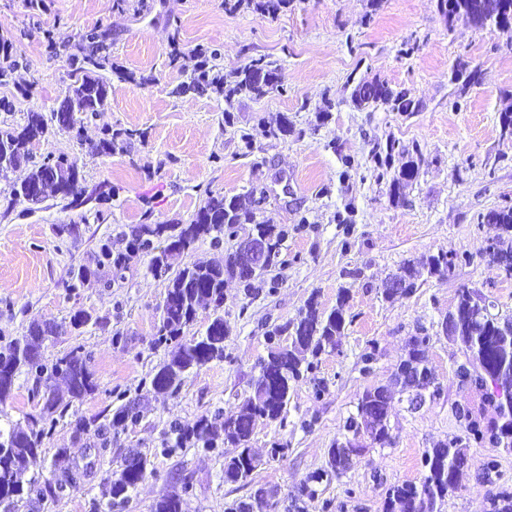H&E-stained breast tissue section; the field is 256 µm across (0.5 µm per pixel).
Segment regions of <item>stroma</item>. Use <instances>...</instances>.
Masks as SVG:
<instances>
[{
	"instance_id": "stroma-1",
	"label": "stroma",
	"mask_w": 512,
	"mask_h": 512,
	"mask_svg": "<svg viewBox=\"0 0 512 512\" xmlns=\"http://www.w3.org/2000/svg\"><path fill=\"white\" fill-rule=\"evenodd\" d=\"M3 41L21 55L0 65L2 130L24 126L32 112L50 115L85 56L102 60L96 75L109 86L106 112L77 132L50 127L30 147L34 162L63 157L77 166L83 204L12 199L27 170L0 171V341L25 335L32 321L51 323L45 361L81 348L98 383L73 401V416L54 424L25 471L70 470L76 481L58 498L20 502L17 512H154L174 491L182 512H230L261 487L275 492L263 512H382L391 487L420 484L425 451L465 435L456 405L480 404L456 376L465 347L441 333V321L465 288L512 312V279L484 255L500 234L486 214L512 207V140L499 125L500 113L512 110V30L446 22L437 0H288L273 14L236 0H0ZM205 51L227 76L253 58L274 61L282 86L229 107L211 90L181 92ZM463 65L478 68V83L455 81ZM374 80L407 89L417 111L357 106L354 86ZM283 119L287 135H273ZM115 130L131 136L112 153L94 152ZM392 139L399 150L378 172L374 154ZM414 152L419 174L395 201L392 179ZM251 191L262 199L254 224L225 230L217 246L198 240L176 264L225 261L258 222L284 231L279 258L251 285L226 280L223 360L186 373L176 395L155 393L152 375L170 352L155 342L167 282L149 275L148 253H128L131 232L190 223L209 195ZM66 224L77 225V235L63 233ZM107 238L113 252L128 255L124 279L64 287L70 269L93 266ZM449 252L461 256L450 272L422 276L410 297L384 300L383 282L405 260ZM342 288L351 322L336 349L294 383L284 423L257 422L250 446L261 462L249 485L225 482L232 448L178 440L177 428L203 422L221 434L225 414L251 393L269 331L309 297L331 310ZM78 310L91 318L77 328L70 318ZM420 329L441 395L416 410L396 402L391 445L367 444L342 474L323 477L327 450L359 396L390 383ZM34 380L19 374L0 404V426L39 418ZM318 382L324 393H316ZM124 405L137 420L98 437ZM77 414L88 431H76ZM132 452L146 458L147 475L128 503L109 505L106 479ZM466 453L460 487L437 512H489V495L512 492V453L472 443Z\"/></svg>"
}]
</instances>
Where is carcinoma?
I'll list each match as a JSON object with an SVG mask.
<instances>
[{"label":"carcinoma","instance_id":"1","mask_svg":"<svg viewBox=\"0 0 512 512\" xmlns=\"http://www.w3.org/2000/svg\"><path fill=\"white\" fill-rule=\"evenodd\" d=\"M84 63L86 67L82 68L83 75L68 89L59 107L63 113L87 117L107 109L106 83L88 74V68L98 69L102 64L91 56L85 57ZM280 83L278 67L260 57L237 69L231 80L211 74L203 65L182 91L212 87L224 93V100L230 103L242 94L262 97L278 88ZM352 98L360 105L381 103L397 112L416 110V104L407 90H394L381 81L356 85ZM50 121L58 123L57 113H52L47 120L41 113L33 112L23 128L0 130V148L4 147L8 152V158L0 164V169L27 166L29 171L26 183H40L52 193L60 190L73 193L78 190L75 164L65 159L54 163H31L30 145L48 131ZM420 163L419 156L405 163L393 179L394 196H399L403 184L417 177ZM251 205L253 200L248 195L228 198L216 194L207 199L188 224H142L132 231L129 250L150 253L149 270L152 277L168 278L155 343L166 345L175 341L177 346L170 358L160 363L152 378L151 386L155 392L173 395L179 391L186 371L200 369L214 360L224 358L227 330L224 327V315L220 314L224 308V276L236 277L235 265L231 262L224 266L198 261L183 266L172 277L169 273L175 260L192 249L199 239L209 236L217 246L224 234V227L253 222ZM486 221L512 234L511 208L490 211ZM254 231L272 242L270 262H275L284 240V232L274 224H257ZM155 238L164 239L165 246L155 247ZM455 259V254L449 257L439 254L427 257L418 266L411 262L405 264L403 274L392 276L383 283V297L393 301L410 296L423 274L431 276L440 273L443 267L450 269L455 265ZM126 260V255L112 252L111 240H102L98 245L96 268L92 270L81 266L72 271L65 287L76 288L101 273L104 275V285L109 288L112 281L123 278ZM477 300V292L463 290L455 309L448 312L446 323L451 334L459 337L467 350L466 361L457 367V376L461 378V383H470L480 389L483 372L502 367L512 372V315L499 317L488 310L483 311L477 308ZM203 301L212 306L214 318L205 334L182 340L184 329L195 321ZM346 302L347 291L342 289L337 295L336 308L327 313L318 307L312 296L296 319L269 332L270 340L276 336L291 337L292 346L288 348L277 343L270 347L266 358L269 372H260L252 383L253 395L245 400L238 411L225 416L224 444L235 448L236 454L224 464V481L244 482L258 466L259 459L249 448L256 420H285L291 383L297 381L302 372L313 368V362L305 361L304 353L309 352L315 357L326 348L334 346L336 337L344 334L347 326ZM54 333L55 328L48 327V323L34 322L29 326L27 335L0 344V403L11 396L17 374L23 370L33 373L36 385L31 389V397L43 402V418L52 424L55 423L54 415H64L70 403H62L50 387L41 385L43 374L49 372L63 376L74 399L92 394L97 389L90 357L78 348L56 358L50 365L45 364L37 351V343ZM427 340L426 336L410 337L408 357L399 363L395 372V376L402 380L403 387L414 390L409 395L411 405L423 400L422 386L417 383L416 374L426 371L422 353ZM485 402L496 411V419L486 426L482 425L481 417L467 406H456V415L463 421L465 431L473 442L481 444L487 440L497 448L512 452V436L504 432V426H512V418L505 424L501 422L503 405L494 395H487ZM393 407L394 396L387 388L376 386L365 389L358 398L356 413L349 415L342 425L343 440L336 441L334 449L330 450L327 470L333 473L338 471L335 449L344 447L360 431L363 422L367 423L372 432V442L382 446L391 444L389 416ZM135 419L137 413L134 409L123 406L112 416L109 426H123L127 421ZM107 427L98 428L97 434L104 435ZM49 433L50 430L36 424L25 429L13 426L7 430L0 428V512H13L16 503L25 497L34 496L42 500L47 493L56 497L73 481L69 474L43 482L38 479L26 483L22 481L21 474L27 462L41 452ZM466 465L467 455L461 440L437 443L425 451L424 467L427 474L421 485L403 483L391 487L383 512H434L437 502L457 489L460 473ZM146 474L147 460L143 457L124 466L116 478L108 480L111 498L128 500L129 493L145 479ZM181 508V495L174 492L159 500L154 512H181Z\"/></svg>","mask_w":512,"mask_h":512}]
</instances>
